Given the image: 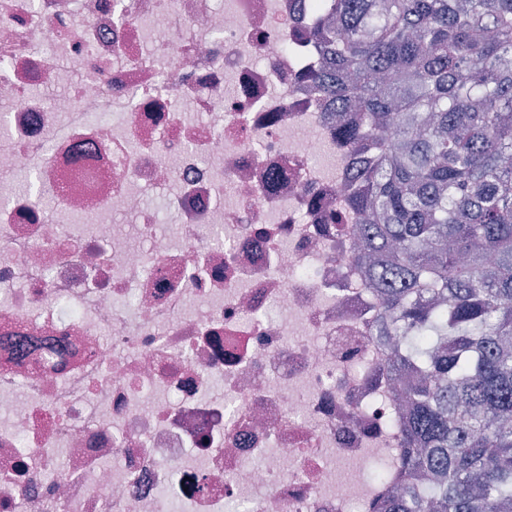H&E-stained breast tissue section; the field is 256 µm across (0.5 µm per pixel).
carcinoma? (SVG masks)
<instances>
[{
  "mask_svg": "<svg viewBox=\"0 0 512 512\" xmlns=\"http://www.w3.org/2000/svg\"><path fill=\"white\" fill-rule=\"evenodd\" d=\"M310 75L367 155L353 201L377 341L419 374L382 512H512V0H320Z\"/></svg>",
  "mask_w": 512,
  "mask_h": 512,
  "instance_id": "obj_1",
  "label": "carcinoma"
}]
</instances>
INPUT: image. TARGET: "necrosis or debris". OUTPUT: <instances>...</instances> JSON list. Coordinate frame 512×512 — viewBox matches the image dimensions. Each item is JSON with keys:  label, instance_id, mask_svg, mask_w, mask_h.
Masks as SVG:
<instances>
[{"label": "necrosis or debris", "instance_id": "necrosis-or-debris-1", "mask_svg": "<svg viewBox=\"0 0 512 512\" xmlns=\"http://www.w3.org/2000/svg\"><path fill=\"white\" fill-rule=\"evenodd\" d=\"M319 16L312 0H0V175L36 181L0 201L8 512L394 497L407 411L350 258L357 156L307 77Z\"/></svg>", "mask_w": 512, "mask_h": 512}]
</instances>
